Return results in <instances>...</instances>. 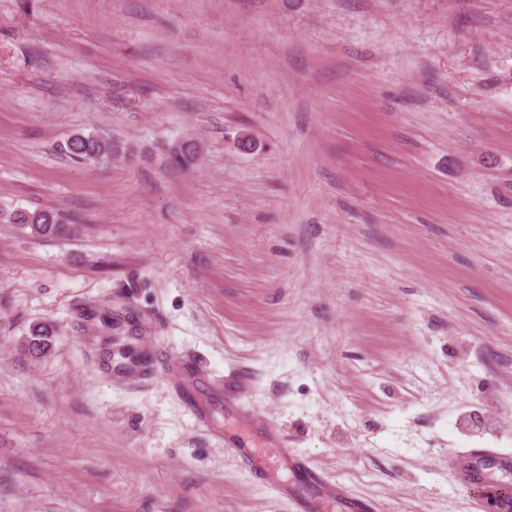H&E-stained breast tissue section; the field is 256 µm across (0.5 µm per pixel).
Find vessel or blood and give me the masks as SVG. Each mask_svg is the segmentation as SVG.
Listing matches in <instances>:
<instances>
[{"label":"vessel or blood","mask_w":512,"mask_h":512,"mask_svg":"<svg viewBox=\"0 0 512 512\" xmlns=\"http://www.w3.org/2000/svg\"><path fill=\"white\" fill-rule=\"evenodd\" d=\"M237 422L238 429L224 436L227 453L263 476L294 512H371L369 501L349 495L289 448L285 436L265 423L260 410H238ZM453 465L464 482L485 488L493 485L495 476L512 474V456L495 448L457 451Z\"/></svg>","instance_id":"obj_1"}]
</instances>
